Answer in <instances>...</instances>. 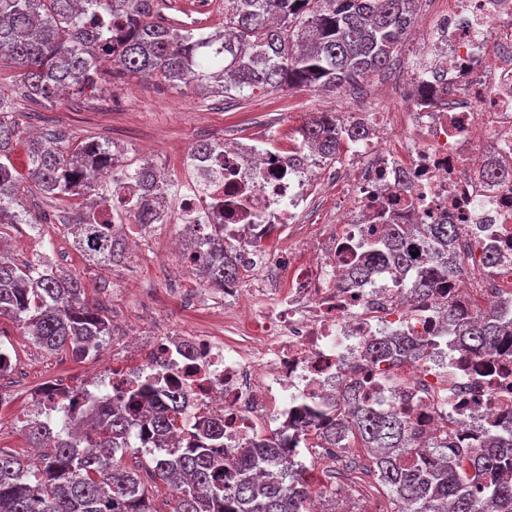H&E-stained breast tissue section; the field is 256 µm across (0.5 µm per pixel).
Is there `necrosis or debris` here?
<instances>
[{"instance_id": "necrosis-or-debris-1", "label": "necrosis or debris", "mask_w": 512, "mask_h": 512, "mask_svg": "<svg viewBox=\"0 0 512 512\" xmlns=\"http://www.w3.org/2000/svg\"><path fill=\"white\" fill-rule=\"evenodd\" d=\"M425 42L441 54L432 70L404 82L406 111L343 130L351 148L344 166L354 178L336 202V226L296 250L270 243L310 205L313 168L304 151L266 142L187 150L175 207L159 221L201 243L211 225H223L224 255L239 269L224 284V302L245 307L238 338L132 331L122 351H146L143 362L119 364L98 347L92 381L42 385L32 414L65 407L69 431L78 432L92 403L105 395L121 401L150 375L182 394L174 439L200 418H218L229 456L270 422L282 433L280 447L295 455L294 425L349 387L370 405L407 414L423 447L443 432L460 447L476 445L491 422L512 430V347L470 355L441 318L446 305L469 319L512 294V0H449ZM395 140L397 155L388 147ZM491 163L492 181L483 175ZM101 177L113 223L140 247L134 215L147 186L115 168ZM447 222L461 227L452 247L457 271L427 300L410 292L418 263L398 276L381 266L349 281L388 225ZM389 334L423 345L422 359L395 367L366 358Z\"/></svg>"}]
</instances>
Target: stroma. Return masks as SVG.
Here are the masks:
<instances>
[{
	"instance_id": "1",
	"label": "stroma",
	"mask_w": 512,
	"mask_h": 512,
	"mask_svg": "<svg viewBox=\"0 0 512 512\" xmlns=\"http://www.w3.org/2000/svg\"><path fill=\"white\" fill-rule=\"evenodd\" d=\"M155 22L184 24L195 34L208 35L224 27V0H150ZM427 59L415 42L404 40L390 66L377 73L372 84L359 82L327 93L309 88L257 91L244 98H227L196 84L169 85L158 76L114 78L81 98H58L52 108L30 102L21 77L8 56L0 55V93L11 103L12 118L20 139L12 154L18 175L27 173V141L32 133L63 130L75 142L93 139L118 150L121 165L135 170L145 163L165 170L168 180L182 178L181 159L186 150L207 140L226 139L251 143L269 139L283 148L300 143V126L320 111L324 99L335 103L336 113L394 112L399 108L397 87L403 72H419ZM318 179L308 220L275 240L274 248L292 249L309 225L317 223L336 205L344 185L336 181L333 162H325ZM21 202L37 225L15 224L0 230V251L20 262L48 258L57 268L78 275L89 298L95 299L111 320L113 333L124 336L127 325L148 326L155 332L182 322L196 332L227 339L236 335L238 316L225 312L223 300H197L185 288V272L176 261L165 259L173 228L157 224L135 257L118 265H95L77 249L70 223L84 207L81 197L54 199L33 183H25ZM0 346L11 350L14 367L0 377V391L8 393L0 405V449L30 456L23 422L30 409V393L36 383L53 376L81 380L94 360L72 361L69 353H48L14 320L0 319Z\"/></svg>"
}]
</instances>
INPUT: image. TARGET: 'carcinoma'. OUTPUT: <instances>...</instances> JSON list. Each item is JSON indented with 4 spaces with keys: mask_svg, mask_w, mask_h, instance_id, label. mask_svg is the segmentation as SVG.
Segmentation results:
<instances>
[{
    "mask_svg": "<svg viewBox=\"0 0 512 512\" xmlns=\"http://www.w3.org/2000/svg\"><path fill=\"white\" fill-rule=\"evenodd\" d=\"M413 0H224V33L204 37L191 30L157 24L145 10L146 0H0V52L20 70L25 96L50 106L61 91L80 97L107 81L97 58L109 57L130 75L158 74L173 84L210 79L218 65L226 81L215 91L305 86L334 91L371 72L384 70L414 23ZM10 102L0 94V228L6 224L36 225L21 213V180L11 162L18 124L9 119ZM301 145L329 161L343 143L336 118L312 116L300 130ZM28 176L52 198L86 195L91 179L112 166L111 146L99 141L73 143L60 131L32 141ZM170 186L140 206L143 214L167 196ZM76 244L94 264L124 259V239L115 225L77 214ZM460 233L458 224H392L388 247L375 241L353 269L365 278L377 265L403 270L415 262L412 237L425 239L430 271L412 285L427 299L436 278L454 274L449 247ZM209 252L198 260V275L224 287L236 276L224 260V226L211 225ZM512 309L506 297L472 321L460 325L482 356L502 342L496 318ZM18 322L44 350L83 356L96 341L112 335L111 321L90 302L77 276L59 273L46 260L0 261V317ZM371 354L397 362L409 350L400 340L371 346ZM161 393L149 377L129 391L125 407L104 399L88 407L93 430L63 436L51 422L37 417L25 425L36 448H48L37 462L0 450V512H156L153 491L118 453L151 456L156 479L173 491L169 512H310L311 479L281 453L276 434L260 437L226 463L224 424L206 418L197 435L169 447L179 401L171 391L147 415L153 444H129L135 425L132 413L146 393ZM357 441L369 449L372 468H352L348 479L363 488L364 476L386 495L391 512H512V432L489 437L484 448L454 449L448 434L430 442L431 451H416L415 432L406 417L374 409L354 393L343 395L336 415L324 427L301 431L300 443L312 448Z\"/></svg>",
    "mask_w": 512,
    "mask_h": 512,
    "instance_id": "obj_1",
    "label": "carcinoma"
}]
</instances>
